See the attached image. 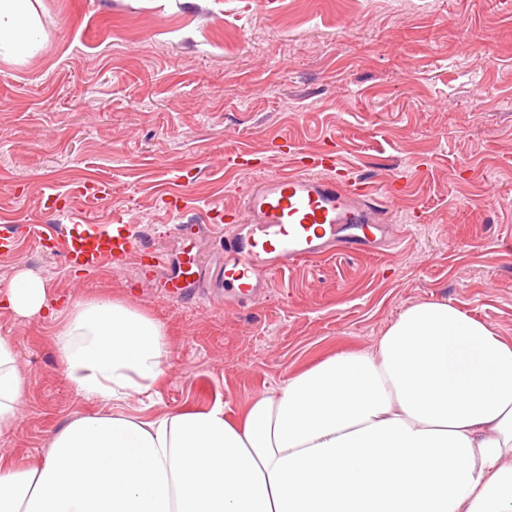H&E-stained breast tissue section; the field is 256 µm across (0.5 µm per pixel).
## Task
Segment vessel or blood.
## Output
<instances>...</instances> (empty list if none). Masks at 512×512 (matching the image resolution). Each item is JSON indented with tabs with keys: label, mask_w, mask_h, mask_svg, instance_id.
<instances>
[{
	"label": "vessel or blood",
	"mask_w": 512,
	"mask_h": 512,
	"mask_svg": "<svg viewBox=\"0 0 512 512\" xmlns=\"http://www.w3.org/2000/svg\"><path fill=\"white\" fill-rule=\"evenodd\" d=\"M396 201L394 192L382 194L364 184L312 173L265 179L247 192L241 211L231 216L224 259L212 283L223 289L225 305L244 307L272 277L297 263L341 253H386L397 236L388 219ZM113 253L148 258L151 271L163 263L162 254L131 238L124 225L105 239L72 236L68 258L90 266ZM170 281L182 300L194 298L197 289L210 283L201 260L192 255L171 268Z\"/></svg>",
	"instance_id": "b4317fda"
}]
</instances>
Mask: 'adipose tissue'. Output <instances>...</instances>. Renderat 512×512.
<instances>
[{
	"label": "adipose tissue",
	"instance_id": "obj_1",
	"mask_svg": "<svg viewBox=\"0 0 512 512\" xmlns=\"http://www.w3.org/2000/svg\"><path fill=\"white\" fill-rule=\"evenodd\" d=\"M37 0H0V56L43 40ZM50 312L43 281L0 293ZM56 348L79 394L99 400L53 432L41 463H0V512H512V341L445 301L407 308L374 348L341 352L255 397L137 416L168 358L162 323L129 303L66 301ZM24 396L0 336V435Z\"/></svg>",
	"mask_w": 512,
	"mask_h": 512
}]
</instances>
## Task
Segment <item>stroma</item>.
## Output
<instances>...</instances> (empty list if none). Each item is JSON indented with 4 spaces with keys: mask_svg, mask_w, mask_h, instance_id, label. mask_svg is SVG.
I'll use <instances>...</instances> for the list:
<instances>
[{
    "mask_svg": "<svg viewBox=\"0 0 512 512\" xmlns=\"http://www.w3.org/2000/svg\"><path fill=\"white\" fill-rule=\"evenodd\" d=\"M38 20L44 40L0 58V291L30 274L49 299L127 300L164 323L166 372L124 412L219 401L238 418L425 301L512 340V0H40ZM292 172L398 186L396 247L297 265L244 309L179 300L133 257L66 259L73 226L126 224L168 259L218 263L221 211ZM59 326L0 308L26 389L0 458L19 467L100 408L64 376Z\"/></svg>",
    "mask_w": 512,
    "mask_h": 512,
    "instance_id": "obj_1",
    "label": "stroma"
}]
</instances>
